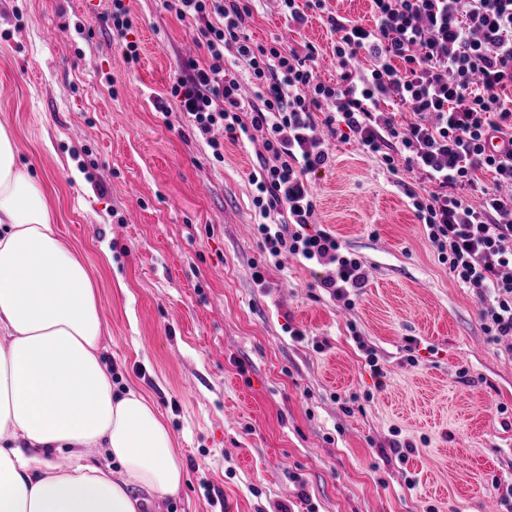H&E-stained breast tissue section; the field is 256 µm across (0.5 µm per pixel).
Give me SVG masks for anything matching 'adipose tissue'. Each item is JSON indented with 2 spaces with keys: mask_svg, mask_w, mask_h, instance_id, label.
Returning <instances> with one entry per match:
<instances>
[{
  "mask_svg": "<svg viewBox=\"0 0 512 512\" xmlns=\"http://www.w3.org/2000/svg\"><path fill=\"white\" fill-rule=\"evenodd\" d=\"M102 337L91 270L0 125V512H138L134 489L179 492L172 435L145 397L114 391Z\"/></svg>",
  "mask_w": 512,
  "mask_h": 512,
  "instance_id": "ef3b65f1",
  "label": "adipose tissue"
}]
</instances>
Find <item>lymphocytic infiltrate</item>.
I'll list each match as a JSON object with an SVG mask.
<instances>
[{"label": "lymphocytic infiltrate", "mask_w": 512, "mask_h": 512, "mask_svg": "<svg viewBox=\"0 0 512 512\" xmlns=\"http://www.w3.org/2000/svg\"><path fill=\"white\" fill-rule=\"evenodd\" d=\"M372 3L369 28L328 16L340 72L327 84L312 78L314 50L250 41L254 0H175L207 59L190 62L155 107L167 111L175 100L204 136L217 126L242 136L265 130V153L250 175L263 249L321 269V286L347 308L365 286L364 265L336 235L310 227V178L329 163L315 113L330 134L357 137L389 172L418 173L427 190L407 197L440 263L478 299L485 335L512 337V0ZM228 51L244 74L225 67ZM360 54L367 66H351ZM243 76L254 89L247 101L238 94ZM392 107L410 121L396 123ZM490 139L498 152H487ZM482 171L493 173V187H480Z\"/></svg>", "instance_id": "1"}]
</instances>
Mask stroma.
I'll use <instances>...</instances> for the list:
<instances>
[{"label":"stroma","instance_id":"35a3bbf8","mask_svg":"<svg viewBox=\"0 0 512 512\" xmlns=\"http://www.w3.org/2000/svg\"><path fill=\"white\" fill-rule=\"evenodd\" d=\"M124 4L135 63L110 0H0V124L94 273L115 391L145 395L171 431L182 487L140 512H485L494 480L512 482V340L485 335L439 263L408 206L418 174L318 129L331 163L311 222L366 272L355 306L337 303L310 266L264 258L249 175L265 131H215L218 160L178 104L154 110L206 58L190 21L164 0ZM246 33L313 45L315 76L335 80L317 13L299 28L281 0H259ZM394 440L412 444L406 462L384 457ZM111 20L113 31L116 32L117 36L122 40L126 41L128 31L131 30L133 22L129 16V11L123 3V0L112 1ZM123 54L128 60L137 61L139 57L138 46L135 42H127L123 45Z\"/></svg>","mask_w":512,"mask_h":512}]
</instances>
